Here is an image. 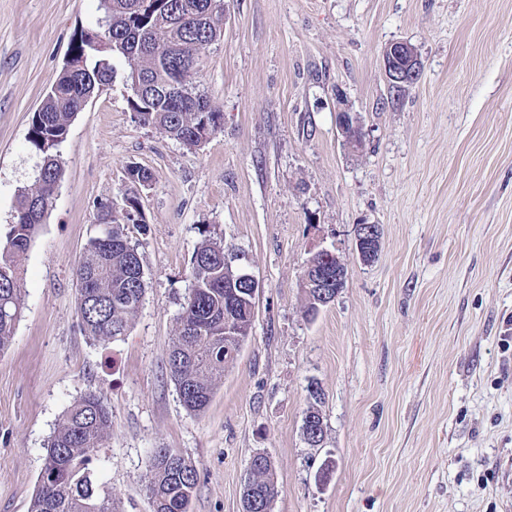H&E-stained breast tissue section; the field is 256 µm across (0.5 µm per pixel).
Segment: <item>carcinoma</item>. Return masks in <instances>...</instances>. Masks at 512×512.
<instances>
[{
    "label": "carcinoma",
    "mask_w": 512,
    "mask_h": 512,
    "mask_svg": "<svg viewBox=\"0 0 512 512\" xmlns=\"http://www.w3.org/2000/svg\"><path fill=\"white\" fill-rule=\"evenodd\" d=\"M156 2L160 7L146 14L143 0H101L106 41L85 31L73 35L69 54L74 66L62 68L32 117L28 139L42 164L35 188L21 193L15 222L0 240V352L8 347L22 311L18 257L29 248L61 182L59 146L80 102L112 83L115 62H124L127 80L136 83L129 106L142 124L190 148L203 143L200 126L214 133L221 125L223 113L197 89L192 75L200 56L221 36L223 0ZM99 221L107 222L109 231L87 242L76 271L77 300L83 331L106 342L125 335L146 283L139 253L112 218L110 206L101 207ZM201 235L167 357L183 405L191 412L209 405L216 377L249 338L255 310L250 289L224 287L232 273L224 245L207 225ZM111 426L102 395L89 392L71 405L46 445L29 512H120L112 496L100 494L89 471ZM198 475L191 459L170 448L157 449L145 476L152 512H190ZM247 484L267 506L278 494L268 461L249 471Z\"/></svg>",
    "instance_id": "1"
}]
</instances>
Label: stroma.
Returning <instances> with one entry per match:
<instances>
[{"instance_id": "35a3bbf8", "label": "stroma", "mask_w": 512, "mask_h": 512, "mask_svg": "<svg viewBox=\"0 0 512 512\" xmlns=\"http://www.w3.org/2000/svg\"><path fill=\"white\" fill-rule=\"evenodd\" d=\"M102 15L100 0H0V237L41 165L31 117ZM397 40L421 60L399 92L383 67ZM194 82L224 114L201 147L139 123L121 75L69 126L0 352V512H28L48 439L91 391L112 428L89 469L122 512H151L159 448L195 462L191 512H242L257 452L274 462L272 512H512V0H224ZM341 109L361 118L362 150L338 137ZM131 165L152 175L124 224L146 291L126 336L99 343L76 269L101 205L122 216ZM362 223L381 228L368 264ZM204 224L259 291L196 415L166 359ZM322 248L347 278L309 317L304 271Z\"/></svg>"}]
</instances>
